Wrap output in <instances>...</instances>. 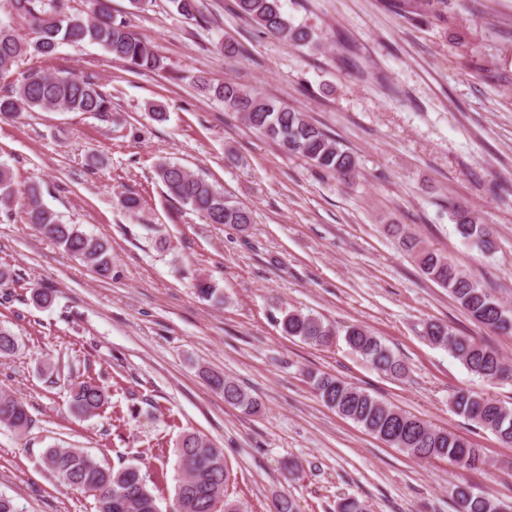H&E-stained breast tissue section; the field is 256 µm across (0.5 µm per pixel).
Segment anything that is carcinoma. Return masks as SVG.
Instances as JSON below:
<instances>
[{
    "label": "carcinoma",
    "mask_w": 512,
    "mask_h": 512,
    "mask_svg": "<svg viewBox=\"0 0 512 512\" xmlns=\"http://www.w3.org/2000/svg\"><path fill=\"white\" fill-rule=\"evenodd\" d=\"M178 13L188 20L198 18L199 0H171ZM235 12L266 33L299 45L313 42V32L295 26L282 11L281 0H234ZM9 12L27 21L35 34L31 41L21 39L9 25L0 22V75L15 71L28 56L49 58L63 44L100 45L112 59L131 71L161 70L157 55L124 20L112 15L110 0H92V16L69 14L63 0H8ZM198 89L224 103V109L239 114L248 126L278 141L290 153L299 154L311 165L346 177L356 168L355 156L324 130L313 124L303 112L276 100L265 99L238 84L226 81L213 85L197 79ZM24 108L93 113L100 117L112 111V101L99 86L74 74H48L37 68L19 72L14 94L0 96V117L10 118ZM156 175L168 195L188 205L208 224L245 226L253 223L249 208L229 197L205 178L167 160L156 166ZM15 198L11 169L0 164V206L10 208ZM26 219L42 234L68 253L88 263L101 277L112 273L111 247L108 241L89 235L76 224L63 223L38 199L31 187L26 203ZM448 214L455 233L483 252L494 248V240L478 218L464 206L448 202ZM402 248L414 259L421 273L448 290L453 299L478 324L494 332L512 333V308L495 297L491 289L464 274L454 261L422 244L414 234L396 228ZM199 297L221 302L217 286L207 278L195 283ZM282 333L315 345L327 346L337 336L332 326L311 313L296 310L284 313ZM428 340L458 360L471 374L490 382L512 380V368L498 351L474 337L457 334L442 322L427 326ZM347 346L361 355L379 372L400 378L407 372L405 363L382 341L359 325L344 329ZM18 348L15 334L0 325V359L12 356ZM207 383L224 394V401L247 413L258 411V400L224 374L202 370ZM317 396L345 419L362 426L388 445L420 459H448L471 469L483 463L481 449L466 438L433 427L425 420L396 405L363 392L352 384L325 374L312 376ZM70 407L78 415H91L108 403V394L93 378L71 385ZM453 410L465 419L491 431L500 441L512 445V406L482 394L459 390L452 395ZM32 418L24 402L0 391V426L25 432ZM178 468L182 478L176 494L174 512H242L239 503L228 497L230 469L224 451L200 435L189 432L177 446ZM48 471L65 485L96 496V512H159L156 497L135 465L118 469L105 467L78 448H48L44 454ZM458 512H504V505L488 494L476 493L463 484L453 490Z\"/></svg>",
    "instance_id": "carcinoma-1"
}]
</instances>
